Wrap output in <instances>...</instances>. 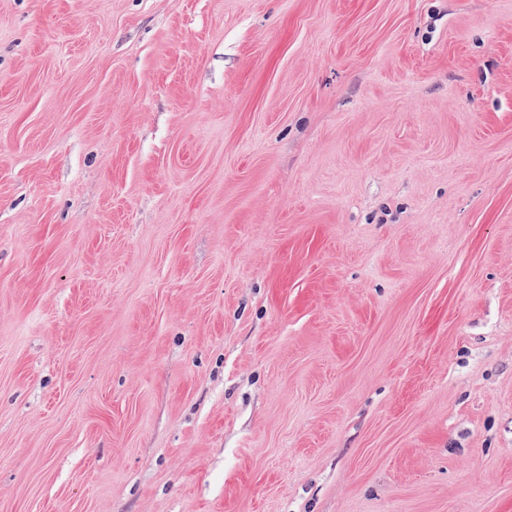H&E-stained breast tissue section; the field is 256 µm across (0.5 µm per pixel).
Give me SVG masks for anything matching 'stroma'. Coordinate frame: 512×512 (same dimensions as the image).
<instances>
[{"instance_id":"1","label":"stroma","mask_w":512,"mask_h":512,"mask_svg":"<svg viewBox=\"0 0 512 512\" xmlns=\"http://www.w3.org/2000/svg\"><path fill=\"white\" fill-rule=\"evenodd\" d=\"M0 512H512V0H0Z\"/></svg>"}]
</instances>
